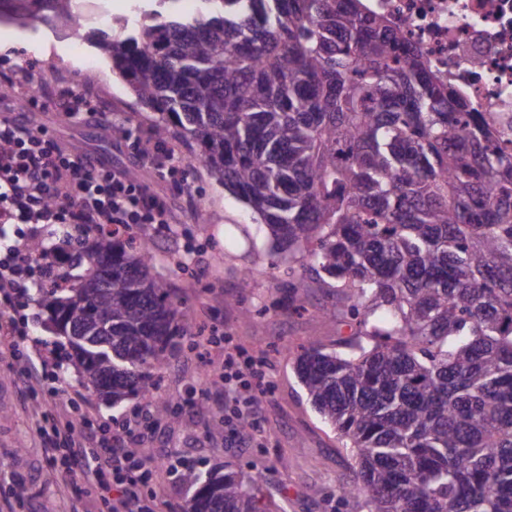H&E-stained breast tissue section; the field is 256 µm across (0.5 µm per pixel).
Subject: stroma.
<instances>
[{"label": "stroma", "mask_w": 512, "mask_h": 512, "mask_svg": "<svg viewBox=\"0 0 512 512\" xmlns=\"http://www.w3.org/2000/svg\"><path fill=\"white\" fill-rule=\"evenodd\" d=\"M70 43L62 27L19 45L0 36V85L12 88L0 96V114L25 123L39 121L66 147L78 145L108 166L135 170L166 198L171 224H136L131 233L151 238L153 272L181 302L188 333L161 370L156 392L157 398L179 406V419L146 414V402L138 397L116 407L101 401L81 387L68 361L59 379H45L44 387L59 384L75 392L73 418L89 419L91 432L125 438L128 468L138 465L141 449H154L139 495L147 504L153 493H162V512H182L193 494L179 480L185 465L206 471L228 461L259 477L262 502L272 512H362L357 499L340 496L353 461L308 402L293 370L298 346L316 341L330 348L348 336L349 328L338 316L340 299L332 289L314 285L306 311H289L285 292L277 286L283 271L270 266L265 233L256 237L264 254L252 260L239 227L256 226L253 213L204 168L191 164L192 149L178 150L187 161L180 182L134 169L130 141L103 136L102 130L110 124L135 136L148 135L154 113L136 101L106 56L88 43L75 49ZM57 54L83 71V85L73 84L66 71L52 64ZM32 85L41 86L43 94L31 107L24 98ZM66 93L94 101L98 114L62 118L57 102ZM203 206L208 209L204 224L197 220ZM250 263L254 271L243 276V266ZM204 336L216 339L210 349L199 344ZM228 348L238 350L242 359L266 363L263 394L253 395L245 377L236 382L235 394L225 393L216 367ZM18 366L9 353L0 352V512H69L74 505L80 512H109L115 485L90 489L71 481L45 449L38 434L47 424L45 410L21 382ZM251 398L256 401L255 430L246 437L235 412ZM19 486L25 489L20 499L14 495Z\"/></svg>", "instance_id": "obj_1"}]
</instances>
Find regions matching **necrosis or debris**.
I'll list each match as a JSON object with an SVG mask.
<instances>
[{"instance_id": "1", "label": "necrosis or debris", "mask_w": 512, "mask_h": 512, "mask_svg": "<svg viewBox=\"0 0 512 512\" xmlns=\"http://www.w3.org/2000/svg\"><path fill=\"white\" fill-rule=\"evenodd\" d=\"M429 66L483 112L512 123V0H368Z\"/></svg>"}]
</instances>
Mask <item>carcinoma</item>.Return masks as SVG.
Masks as SVG:
<instances>
[{
    "label": "carcinoma",
    "mask_w": 512,
    "mask_h": 512,
    "mask_svg": "<svg viewBox=\"0 0 512 512\" xmlns=\"http://www.w3.org/2000/svg\"><path fill=\"white\" fill-rule=\"evenodd\" d=\"M142 0L94 27L85 0H0V16L93 36L204 167L288 253V309L308 283L346 302L349 336L300 347L295 372L354 460L365 512H512V142L365 0ZM65 286L36 289L79 381L157 416L155 372L183 313L149 239L78 227ZM186 512H260L259 478L192 469Z\"/></svg>",
    "instance_id": "1"
}]
</instances>
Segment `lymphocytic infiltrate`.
<instances>
[{"mask_svg": "<svg viewBox=\"0 0 512 512\" xmlns=\"http://www.w3.org/2000/svg\"><path fill=\"white\" fill-rule=\"evenodd\" d=\"M140 166L159 178H176L183 161L173 147L153 136L137 144ZM166 201L134 181L124 169L110 168L91 156L65 150L46 128L0 119V223L47 227H111L115 224H165ZM55 255L33 259L29 241L21 237L0 252V297L22 296L35 278L58 275ZM43 402L56 410L58 423L51 444L71 480L102 484L103 465H110L123 490L110 512H155L141 504L135 479L123 476L127 451L121 441L91 445L82 426L70 415L71 401L60 388L45 393Z\"/></svg>", "mask_w": 512, "mask_h": 512, "instance_id": "obj_1", "label": "lymphocytic infiltrate"}]
</instances>
